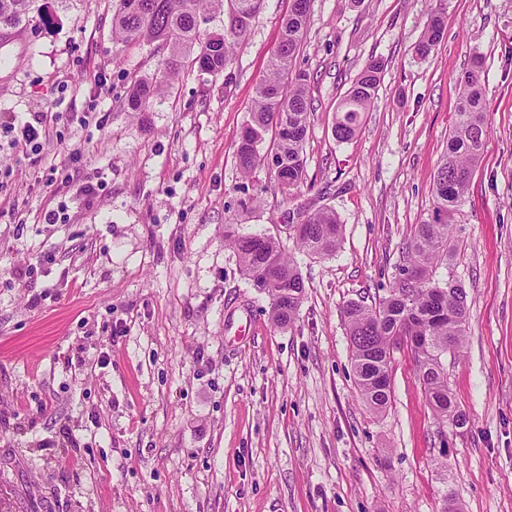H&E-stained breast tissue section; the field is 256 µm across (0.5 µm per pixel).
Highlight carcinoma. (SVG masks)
<instances>
[{
	"label": "carcinoma",
	"instance_id": "1",
	"mask_svg": "<svg viewBox=\"0 0 512 512\" xmlns=\"http://www.w3.org/2000/svg\"><path fill=\"white\" fill-rule=\"evenodd\" d=\"M38 0H0V29H15L30 14H43ZM311 0H292L280 23V38L259 78L249 120L236 146L241 172L250 174L272 156L278 190L286 197L298 192L305 179L303 147L310 128L312 103L306 74L294 70L303 37L310 24ZM263 0H116L112 14L113 39L123 44H155L166 52L162 74L136 82L127 109L146 111L151 99L180 72L187 59L212 74L227 69L235 46L243 43ZM224 15V32H201V25ZM442 13L432 14L416 53L429 55L442 38ZM384 64L369 60L336 108L333 136L353 139L361 113L370 109L381 82ZM462 91L441 164L433 182L431 219L418 224L402 251L399 273L389 295L368 307L351 303L344 310L353 368L360 394L373 411L386 407L390 397V347L398 336L417 339L412 350L417 371L433 413L462 426L466 414L448 389L443 359L459 351L468 322L467 292L449 276L439 278L440 265H450L454 249L448 232L460 212L473 173L489 134L485 79L479 70L460 77ZM288 237L303 252L329 256L336 252L342 225L328 208L307 211L299 224L286 225ZM224 239L234 250L242 275L270 298L274 326L295 320L305 295L302 275L282 241L264 232H246L240 224L224 225Z\"/></svg>",
	"mask_w": 512,
	"mask_h": 512
}]
</instances>
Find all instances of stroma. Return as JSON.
Returning <instances> with one entry per match:
<instances>
[{
	"mask_svg": "<svg viewBox=\"0 0 512 512\" xmlns=\"http://www.w3.org/2000/svg\"><path fill=\"white\" fill-rule=\"evenodd\" d=\"M47 3L0 44V117L54 115L39 156L0 149V512H512V0H312L292 200L235 158L291 0H265L225 72L186 67L142 117L127 98L163 51L113 39L115 0ZM437 11L443 37L419 57ZM371 59L385 64L374 104L337 142L336 105ZM476 59L490 133L450 233L469 308L448 356L459 427L433 414L403 350L370 410L342 311L388 295L429 219ZM86 112L102 127L81 126ZM256 189L260 209L243 210ZM61 203L66 221L42 224ZM308 207L334 210L342 240L330 256L285 241L305 297L277 328L224 227L275 235ZM238 305L253 330L232 341Z\"/></svg>",
	"mask_w": 512,
	"mask_h": 512,
	"instance_id": "stroma-1",
	"label": "stroma"
}]
</instances>
